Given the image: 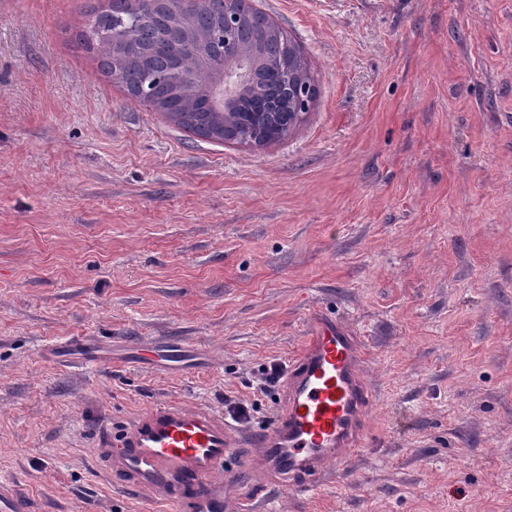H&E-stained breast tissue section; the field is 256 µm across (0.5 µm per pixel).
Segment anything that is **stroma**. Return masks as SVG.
Returning a JSON list of instances; mask_svg holds the SVG:
<instances>
[{
	"label": "stroma",
	"instance_id": "1",
	"mask_svg": "<svg viewBox=\"0 0 512 512\" xmlns=\"http://www.w3.org/2000/svg\"><path fill=\"white\" fill-rule=\"evenodd\" d=\"M94 0H0V480L35 512H168L97 462L156 402L268 428L313 311L364 338L368 445L254 512H512V0H255L317 96L200 139L76 41ZM80 338L100 369L58 362ZM309 106L300 107L296 112L290 105L287 103L283 104L279 110L271 107L268 112L270 116L267 118V121L262 122L255 130L262 132L265 136L269 137V128L276 129L277 136L274 139V142H278L284 140L288 137L291 131L300 125V122L296 114L305 115L308 112ZM278 112H285V115H277ZM282 117V120L279 119Z\"/></svg>",
	"mask_w": 512,
	"mask_h": 512
}]
</instances>
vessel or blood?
Returning a JSON list of instances; mask_svg holds the SVG:
<instances>
[{"mask_svg":"<svg viewBox=\"0 0 512 512\" xmlns=\"http://www.w3.org/2000/svg\"><path fill=\"white\" fill-rule=\"evenodd\" d=\"M365 351L361 337L316 313L270 428L244 433L210 408L157 403L106 432L98 459L123 487L151 492L174 512H248L268 487H317L329 467L346 469L366 445ZM233 456L236 467L226 468ZM0 512L33 506L1 482Z\"/></svg>","mask_w":512,"mask_h":512,"instance_id":"obj_1","label":"vessel or blood"}]
</instances>
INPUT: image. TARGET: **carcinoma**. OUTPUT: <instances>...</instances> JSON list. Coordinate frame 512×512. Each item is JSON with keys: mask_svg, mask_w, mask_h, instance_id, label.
<instances>
[{"mask_svg": "<svg viewBox=\"0 0 512 512\" xmlns=\"http://www.w3.org/2000/svg\"><path fill=\"white\" fill-rule=\"evenodd\" d=\"M236 10L254 64L244 95H273L275 73L265 68L273 48L276 61L283 66L293 62L295 70L315 84L307 58L278 24L246 0H239ZM180 13V0H108L89 10L81 43L100 54L105 73L116 76L132 100L166 114L174 124L203 139L235 143L245 131L224 126L207 105L205 73L209 65L224 59V0H208L190 15L192 26L208 37L198 50L175 35ZM133 15L138 23L125 26L123 21ZM306 112L305 106L297 111L287 104L278 110L272 107L257 130L267 136L272 128L275 141L284 140L300 125L298 115Z\"/></svg>", "mask_w": 512, "mask_h": 512, "instance_id": "1", "label": "carcinoma"}]
</instances>
